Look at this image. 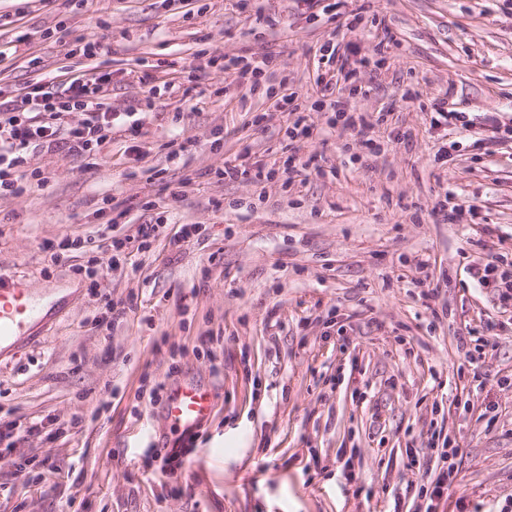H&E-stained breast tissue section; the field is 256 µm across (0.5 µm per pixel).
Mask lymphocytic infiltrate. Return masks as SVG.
Segmentation results:
<instances>
[{
  "label": "lymphocytic infiltrate",
  "mask_w": 512,
  "mask_h": 512,
  "mask_svg": "<svg viewBox=\"0 0 512 512\" xmlns=\"http://www.w3.org/2000/svg\"><path fill=\"white\" fill-rule=\"evenodd\" d=\"M112 79L105 73L91 79L65 82L37 81L19 104L0 108V191L21 194L26 186L18 172L22 152L33 144L65 141L70 151L91 157L111 141L115 114L105 87ZM66 112L82 113L75 124H63Z\"/></svg>",
  "instance_id": "f902f5d3"
}]
</instances>
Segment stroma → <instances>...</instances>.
Listing matches in <instances>:
<instances>
[{
	"instance_id": "1",
	"label": "stroma",
	"mask_w": 512,
	"mask_h": 512,
	"mask_svg": "<svg viewBox=\"0 0 512 512\" xmlns=\"http://www.w3.org/2000/svg\"><path fill=\"white\" fill-rule=\"evenodd\" d=\"M264 57L243 84L232 60ZM105 72L111 143L31 145L0 196V275L53 305L0 353V512H413L436 431L434 512H503L512 306L475 273L512 266V0H0V103ZM442 99L465 127L432 125ZM247 159L274 174L225 177ZM188 380L215 409L186 438L149 394ZM441 462V463H440ZM422 481L428 484V488L425 489V496L429 492L430 503L427 505L426 512H430L433 508V502L435 499L439 500L442 498L444 491H448V488L452 486L455 480V468L453 464L448 465V452L444 451L439 456V462L435 469L429 470L428 468L421 474Z\"/></svg>"
}]
</instances>
